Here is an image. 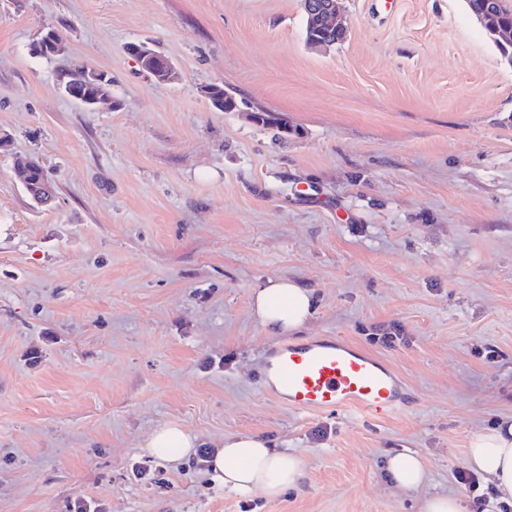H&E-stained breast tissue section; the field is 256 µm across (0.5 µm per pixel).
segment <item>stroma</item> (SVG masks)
<instances>
[{
	"label": "stroma",
	"instance_id": "obj_1",
	"mask_svg": "<svg viewBox=\"0 0 512 512\" xmlns=\"http://www.w3.org/2000/svg\"><path fill=\"white\" fill-rule=\"evenodd\" d=\"M348 35L305 41L302 0H0V512H421L512 418V62L466 0H344ZM63 54L30 48L44 28ZM175 66L160 85L126 47ZM112 79L89 111L57 74ZM224 85L239 109L205 95ZM287 127L257 120L256 110ZM38 158L36 205L14 172ZM312 291L297 337L340 336L407 384L399 413L312 414L263 390L277 344L252 293ZM254 434L299 455L274 498L146 454ZM426 480L395 487L403 450ZM150 470L137 480L133 465ZM28 159L29 169L27 178L29 179L31 184L40 188L44 186L47 181L52 182L44 166L38 160L33 158ZM25 163L26 161L23 160L17 168V170H19L20 172L19 177L23 185V188L26 190L27 194L31 197V199L35 201L38 205L48 204L53 199V191L51 186L46 185L38 190H32L31 186L29 185V181L26 178V173L23 169ZM195 446V437L189 432L179 426L166 425L154 430L143 448L154 455L175 460L191 452Z\"/></svg>",
	"mask_w": 512,
	"mask_h": 512
}]
</instances>
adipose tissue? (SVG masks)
Wrapping results in <instances>:
<instances>
[{
	"label": "adipose tissue",
	"mask_w": 512,
	"mask_h": 512,
	"mask_svg": "<svg viewBox=\"0 0 512 512\" xmlns=\"http://www.w3.org/2000/svg\"><path fill=\"white\" fill-rule=\"evenodd\" d=\"M253 312L272 336L301 330L312 314L309 288L288 279H271L252 294ZM195 446V438L183 428L166 425L154 430L144 443L150 453L175 460ZM469 467L494 486L490 508L512 504V423L477 432L471 439ZM218 488L240 495L278 496L303 478V463L293 453L277 450L265 440L249 435L226 438L210 461Z\"/></svg>",
	"instance_id": "1"
}]
</instances>
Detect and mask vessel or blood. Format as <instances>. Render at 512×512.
I'll list each match as a JSON object with an SVG mask.
<instances>
[{
	"label": "vessel or blood",
	"instance_id": "b4317fda",
	"mask_svg": "<svg viewBox=\"0 0 512 512\" xmlns=\"http://www.w3.org/2000/svg\"><path fill=\"white\" fill-rule=\"evenodd\" d=\"M271 397L304 412L354 409L382 418L403 407L405 383L384 359L347 340L317 336L302 342H282L263 353Z\"/></svg>",
	"mask_w": 512,
	"mask_h": 512
}]
</instances>
